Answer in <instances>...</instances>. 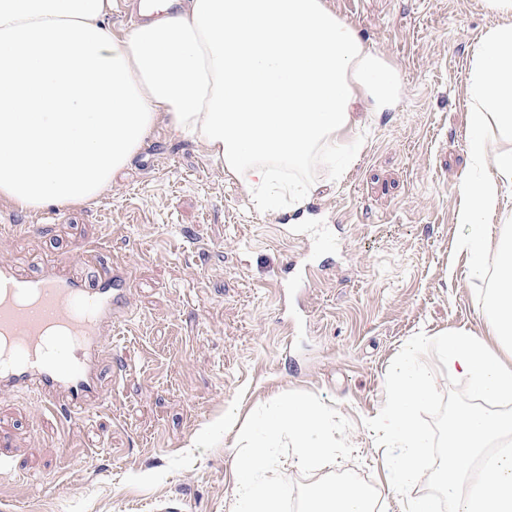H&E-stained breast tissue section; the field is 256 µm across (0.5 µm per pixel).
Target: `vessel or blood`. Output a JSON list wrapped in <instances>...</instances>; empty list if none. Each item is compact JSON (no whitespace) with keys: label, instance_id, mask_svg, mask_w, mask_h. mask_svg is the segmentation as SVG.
<instances>
[{"label":"vessel or blood","instance_id":"obj_1","mask_svg":"<svg viewBox=\"0 0 512 512\" xmlns=\"http://www.w3.org/2000/svg\"><path fill=\"white\" fill-rule=\"evenodd\" d=\"M133 269L112 265L91 279L63 265L24 276L0 264V343L17 347L0 361V393L25 390L43 411L80 420L105 403L93 366L112 349V330L126 316Z\"/></svg>","mask_w":512,"mask_h":512}]
</instances>
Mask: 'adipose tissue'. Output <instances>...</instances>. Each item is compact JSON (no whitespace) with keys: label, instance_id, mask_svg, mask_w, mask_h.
<instances>
[{"label":"adipose tissue","instance_id":"obj_1","mask_svg":"<svg viewBox=\"0 0 512 512\" xmlns=\"http://www.w3.org/2000/svg\"><path fill=\"white\" fill-rule=\"evenodd\" d=\"M500 22L480 40L467 74L470 166L458 249L484 279L486 336L435 334L452 372L470 384L433 478L453 512H512V238L488 250L491 217L512 187V0H484ZM112 0H0V200L33 210L84 204L112 184L159 122L201 144L260 210L302 207L319 160L350 159L362 111H394L399 70L371 50L327 0H181L116 36ZM419 342L393 365L375 424L390 452L392 493L418 479L427 446L413 422L431 381Z\"/></svg>","mask_w":512,"mask_h":512}]
</instances>
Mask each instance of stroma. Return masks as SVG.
Returning <instances> with one entry per match:
<instances>
[{"mask_svg": "<svg viewBox=\"0 0 512 512\" xmlns=\"http://www.w3.org/2000/svg\"><path fill=\"white\" fill-rule=\"evenodd\" d=\"M328 2L398 68L403 93L395 111L364 115L341 183L315 167L328 185L302 209L259 213L200 145L160 125L96 201L0 210V263L86 277L123 259L136 281L121 346L98 367L111 404L73 427L31 394H0V512H225L236 434L200 444L199 431L291 390L350 422L342 469L378 488L382 512H405L368 423L412 337L487 329L485 287L456 245L466 75L498 19L483 0ZM418 366L436 393L415 412L431 441L409 497L439 502L442 424L470 389L431 340Z\"/></svg>", "mask_w": 512, "mask_h": 512, "instance_id": "obj_1", "label": "stroma"}]
</instances>
